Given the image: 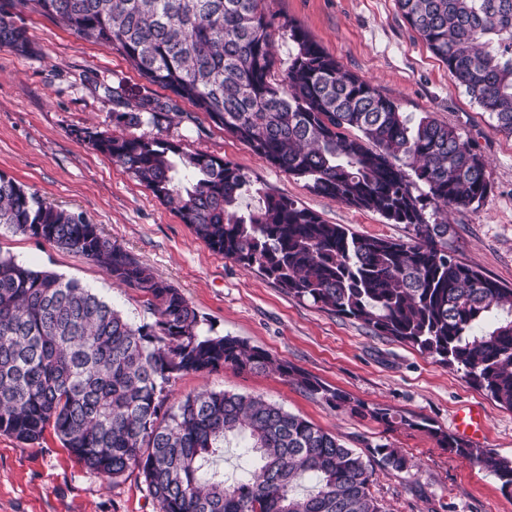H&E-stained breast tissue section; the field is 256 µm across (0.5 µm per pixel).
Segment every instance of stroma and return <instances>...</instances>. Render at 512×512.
I'll return each mask as SVG.
<instances>
[{
	"instance_id": "35a3bbf8",
	"label": "stroma",
	"mask_w": 512,
	"mask_h": 512,
	"mask_svg": "<svg viewBox=\"0 0 512 512\" xmlns=\"http://www.w3.org/2000/svg\"><path fill=\"white\" fill-rule=\"evenodd\" d=\"M262 5L276 19L301 24L344 69L371 81L401 112L415 118L427 114L455 128L484 157L490 191L479 208L449 214L448 250L512 288V136L499 132L488 114L455 87L395 0H263ZM20 22L31 53L0 48V172L99 225L179 288L215 334L267 350L340 389L365 410L333 408L273 372L225 368L181 375L170 388V402L211 389L282 405L368 461L370 491L386 512H512V495L496 477L437 441L441 432L456 435L461 412L473 408L483 414L480 446L511 459L512 410L470 384L463 370L289 296L212 252L170 206L92 151L84 133L96 128L127 137L157 135L184 150L230 162L251 183L242 201L247 209L257 208L268 191L360 235L404 241L411 235L405 225L314 193L307 180L271 166L188 101H177L161 127L114 126L113 87L123 86L132 102L147 90L164 100L167 91L146 86L122 56L57 21L27 12ZM0 255L80 280L135 323L154 320L141 292L115 284L79 254L0 228ZM376 408L388 410L390 421L373 416ZM383 441L404 451L410 469L398 472L373 457V446ZM0 512H159V507L137 468L102 481L87 473L49 430L34 444L0 434Z\"/></svg>"
}]
</instances>
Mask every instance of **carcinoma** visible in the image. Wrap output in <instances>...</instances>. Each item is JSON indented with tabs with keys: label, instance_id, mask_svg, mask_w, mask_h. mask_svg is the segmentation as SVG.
<instances>
[{
	"label": "carcinoma",
	"instance_id": "1",
	"mask_svg": "<svg viewBox=\"0 0 512 512\" xmlns=\"http://www.w3.org/2000/svg\"><path fill=\"white\" fill-rule=\"evenodd\" d=\"M448 77L512 135V0H396ZM125 57L161 86L317 194L376 212L408 241L328 224L290 198L250 191L241 169L160 136L88 131L95 152L131 174L208 247L293 297L410 344L512 409V288L448 253L447 210L478 207L486 162L456 130L400 112L344 70L293 20L276 68L275 17L262 0H12ZM0 47L26 54L27 30L0 7ZM172 105L143 96L112 117L159 125ZM425 189H420V186ZM0 226L75 250L147 297L136 324L81 281L0 257V433L22 443L52 428L104 481L141 471L160 512H383L369 464L333 434L258 396L203 390L168 403L172 382L218 367L275 372L330 405L351 402L294 365L204 328L180 289L157 278L96 224L0 172ZM442 447L512 491V460L438 433ZM239 448L247 467L217 468ZM374 454L396 471L402 450Z\"/></svg>",
	"mask_w": 512,
	"mask_h": 512
}]
</instances>
